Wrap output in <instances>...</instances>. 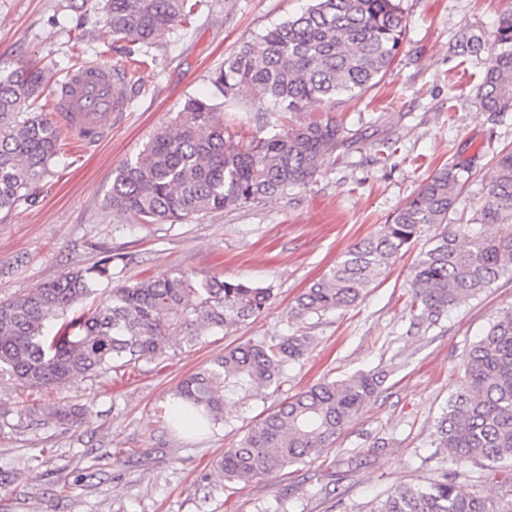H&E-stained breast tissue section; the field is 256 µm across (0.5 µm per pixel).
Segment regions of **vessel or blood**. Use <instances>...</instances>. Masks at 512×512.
Segmentation results:
<instances>
[{"label":"vessel or blood","instance_id":"obj_1","mask_svg":"<svg viewBox=\"0 0 512 512\" xmlns=\"http://www.w3.org/2000/svg\"><path fill=\"white\" fill-rule=\"evenodd\" d=\"M128 108L126 76L106 64L69 71L53 104L67 135L83 143L103 141Z\"/></svg>","mask_w":512,"mask_h":512}]
</instances>
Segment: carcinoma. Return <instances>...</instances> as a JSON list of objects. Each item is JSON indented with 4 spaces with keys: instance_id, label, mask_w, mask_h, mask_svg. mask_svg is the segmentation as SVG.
<instances>
[{
    "instance_id": "carcinoma-1",
    "label": "carcinoma",
    "mask_w": 512,
    "mask_h": 512,
    "mask_svg": "<svg viewBox=\"0 0 512 512\" xmlns=\"http://www.w3.org/2000/svg\"><path fill=\"white\" fill-rule=\"evenodd\" d=\"M201 0H104L112 38L139 51L161 32L191 19ZM407 19L400 0H311L300 14L264 31L211 76L210 97L186 101L171 127L158 131L115 170L109 205L144 224L187 220L244 208L306 185L336 150L342 128L331 118H299L307 104L330 108L375 84L391 66ZM463 54L488 53L476 93L481 112H512V9L500 14L492 41L468 29L455 39ZM47 87L44 68L0 66V210L32 195L58 154L60 132L31 110ZM246 88L265 111L296 119L270 136L224 131V103ZM498 175L486 189L475 223L452 224L467 167L431 175L388 223L356 242L296 300L297 317L350 307L401 258L424 227L438 230L411 271L412 324L430 328L448 310L512 275V150L497 156ZM498 226L488 236L484 227ZM464 239L468 247L459 246ZM132 257L101 251L30 294L0 301V378L27 388H52L81 375L100 377L131 364L162 362L171 351L258 316L273 292L218 275L168 272L112 287L108 303L68 317L97 286L112 283ZM311 338L289 334L240 344L190 374L175 396L181 418L197 425L224 420V400L248 401L278 389L288 366L311 353ZM462 381L435 427L432 444L460 463L512 461V310H503L465 352ZM382 374L358 372L323 381L279 404L234 447L217 469L229 482H249L315 460L368 407ZM45 416L78 423L80 407L42 408ZM39 411L18 419L34 422ZM460 474L425 484H400L368 512H512V480L466 494Z\"/></svg>"
}]
</instances>
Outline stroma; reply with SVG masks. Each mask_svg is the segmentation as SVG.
Wrapping results in <instances>:
<instances>
[{
    "instance_id": "35a3bbf8",
    "label": "stroma",
    "mask_w": 512,
    "mask_h": 512,
    "mask_svg": "<svg viewBox=\"0 0 512 512\" xmlns=\"http://www.w3.org/2000/svg\"><path fill=\"white\" fill-rule=\"evenodd\" d=\"M309 0H204L190 24L156 37L128 79L131 106L106 140L62 137L34 202L0 212V299L37 290L68 268L100 257L96 244L131 255L117 283L164 272L217 274L271 287L269 307L245 324L203 337L156 365L140 362L109 376H78L48 390L0 381V512H368L403 483L457 464L432 444L435 424L460 385L466 349L498 312L512 308V278L449 310L430 329L413 327L406 305L414 253L399 258L356 305L293 317L297 297L355 242L373 232L439 168L472 175L451 221L472 223L496 176V153L512 148V112L478 111L474 96L487 55L451 44L462 28L490 34L512 0H401L406 37L390 71L332 115L342 139L312 180L257 205L183 223L120 222L108 204L115 169L191 97L211 95L209 77L244 43L306 8ZM128 45L105 32L100 0H0V62L31 60L48 71V93L85 62L127 60ZM248 93L224 106L231 130L268 136L276 119L256 123ZM391 139L386 164L373 145ZM297 333L313 350L292 365L278 391L248 407L224 405L205 432L176 426L174 392L187 375L225 349ZM382 370L375 402L318 460L249 483H230L216 464L226 448L278 403L321 381ZM83 407L81 424L20 427L18 410Z\"/></svg>"
}]
</instances>
